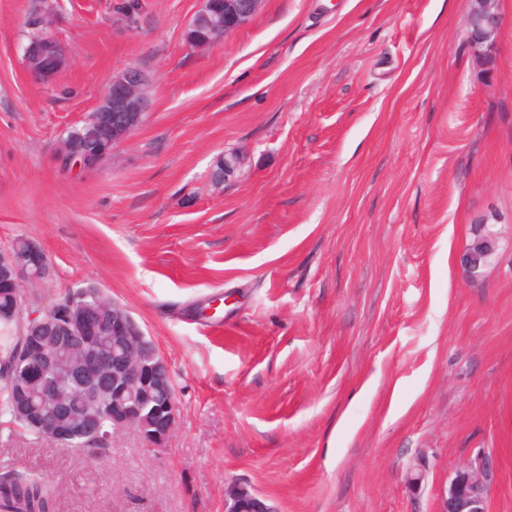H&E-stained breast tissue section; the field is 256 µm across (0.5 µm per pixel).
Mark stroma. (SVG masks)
Wrapping results in <instances>:
<instances>
[{"instance_id":"35a3bbf8","label":"stroma","mask_w":512,"mask_h":512,"mask_svg":"<svg viewBox=\"0 0 512 512\" xmlns=\"http://www.w3.org/2000/svg\"><path fill=\"white\" fill-rule=\"evenodd\" d=\"M0 0V249L36 242L168 364L163 450L133 430L65 449L0 426V473L49 478L54 512H437L471 458L512 512V0L490 63L468 0H264L209 50L203 0ZM53 6L66 66L28 73ZM136 67L150 111L97 167L61 139ZM238 167L223 182L219 158ZM497 239L478 276L477 225ZM421 471V486L411 473ZM276 506L241 482H231L224 490V512H277Z\"/></svg>"}]
</instances>
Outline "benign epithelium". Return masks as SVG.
Masks as SVG:
<instances>
[{"label": "benign epithelium", "instance_id": "benign-epithelium-1", "mask_svg": "<svg viewBox=\"0 0 512 512\" xmlns=\"http://www.w3.org/2000/svg\"><path fill=\"white\" fill-rule=\"evenodd\" d=\"M467 18L469 42L480 57H487L496 45L503 26L500 0H469ZM262 0H203L195 15L196 25L207 35L187 37L189 46L211 49L222 38L247 24L260 9ZM46 30L24 49L30 73L42 82L50 81L66 63V53L47 31L51 21L42 20ZM149 108L147 77L136 67L113 76L95 109L98 131L84 141V159L75 160L81 168H94L103 162V131L112 132L111 144L125 141L141 124ZM496 249L494 235L480 237L467 252L470 272L481 268L484 256ZM0 275L21 291L24 285H40L54 276V267L36 244L19 253L11 248L0 250ZM50 306L23 321L30 334L40 335L48 328L58 332L56 348L41 350L34 358L20 361L23 383L41 388L43 411L30 418L36 435L47 436L63 448L80 446L106 448L112 444V432L131 429L157 450L166 446L176 422V402L152 415L143 414L142 400L158 375L168 370L161 357L145 356L146 336L120 304L112 303V350L103 344L104 325L89 305L72 303L67 311L56 315ZM79 391L85 402L97 407L108 404L110 428L94 418L78 419L71 409V392ZM494 478L492 462L477 456L457 471L442 494L440 512H485L488 492ZM224 512H277L268 499L256 494L241 482H231L224 490Z\"/></svg>", "mask_w": 512, "mask_h": 512}]
</instances>
